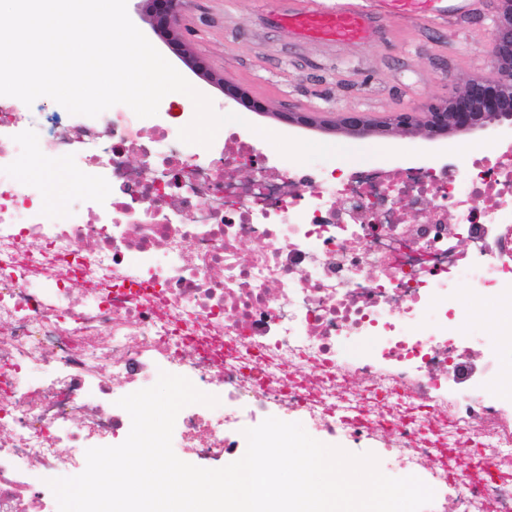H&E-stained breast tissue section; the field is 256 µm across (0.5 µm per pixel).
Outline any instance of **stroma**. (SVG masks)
Here are the masks:
<instances>
[{
    "instance_id": "obj_1",
    "label": "stroma",
    "mask_w": 512,
    "mask_h": 512,
    "mask_svg": "<svg viewBox=\"0 0 512 512\" xmlns=\"http://www.w3.org/2000/svg\"><path fill=\"white\" fill-rule=\"evenodd\" d=\"M294 7L293 0H187L181 28L185 52L179 55L153 30L143 0L127 2L136 27L211 99L216 113L229 111L224 93L188 67L189 59L204 60L226 81L243 85L268 105L266 114L248 113L251 124L284 137L350 149V156L329 159V167H436L464 146L499 142L496 126L437 140L418 132L356 140L326 126L343 112L376 120L419 112L447 98L451 88L489 74L496 0H481L450 26L428 15L384 16L365 38L339 42L297 35L283 21ZM283 112H313L320 122L292 127L280 121Z\"/></svg>"
}]
</instances>
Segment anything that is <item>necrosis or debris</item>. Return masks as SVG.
I'll use <instances>...</instances> for the list:
<instances>
[{"mask_svg":"<svg viewBox=\"0 0 512 512\" xmlns=\"http://www.w3.org/2000/svg\"><path fill=\"white\" fill-rule=\"evenodd\" d=\"M178 121L0 109V512H44L38 474L82 473L159 372L191 405L177 446L223 463L297 414L381 470L442 488L432 512H512V148L435 169L268 164L235 132L187 154ZM66 158V203L20 166Z\"/></svg>","mask_w":512,"mask_h":512,"instance_id":"necrosis-or-debris-1","label":"necrosis or debris"}]
</instances>
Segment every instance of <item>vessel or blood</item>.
Segmentation results:
<instances>
[{
	"mask_svg": "<svg viewBox=\"0 0 512 512\" xmlns=\"http://www.w3.org/2000/svg\"><path fill=\"white\" fill-rule=\"evenodd\" d=\"M469 2L470 0H336L334 6L327 7L322 0H299V8L289 13L288 20L302 30L346 40L367 32L374 18L378 16L427 12L446 21Z\"/></svg>",
	"mask_w": 512,
	"mask_h": 512,
	"instance_id": "vessel-or-blood-1",
	"label": "vessel or blood"
}]
</instances>
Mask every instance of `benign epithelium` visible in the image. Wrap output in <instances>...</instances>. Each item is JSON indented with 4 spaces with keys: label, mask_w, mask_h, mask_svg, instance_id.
Wrapping results in <instances>:
<instances>
[{
    "label": "benign epithelium",
    "mask_w": 512,
    "mask_h": 512,
    "mask_svg": "<svg viewBox=\"0 0 512 512\" xmlns=\"http://www.w3.org/2000/svg\"><path fill=\"white\" fill-rule=\"evenodd\" d=\"M184 0H147L154 31L167 43L181 47L178 38ZM499 18L490 34L493 48L492 75L477 77L459 92L422 115L395 112L381 122L371 121L363 112H347L342 128L352 136L375 134L391 136L418 130L430 139L483 129L495 122L512 123V0H497ZM209 78L224 91V97L253 112L263 113L264 102L254 98L241 86L211 74ZM278 118L297 126H311L315 119L306 112H280Z\"/></svg>",
    "instance_id": "obj_1"
}]
</instances>
